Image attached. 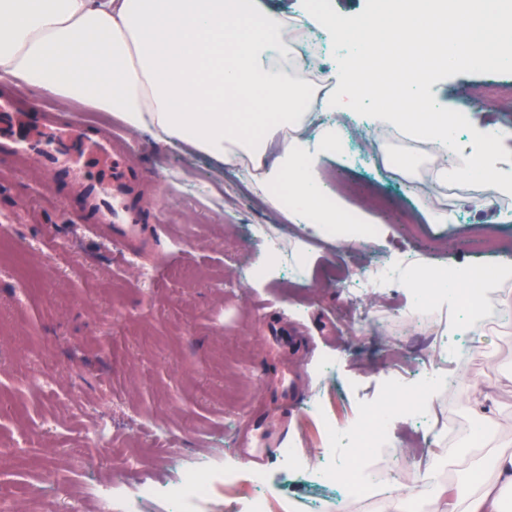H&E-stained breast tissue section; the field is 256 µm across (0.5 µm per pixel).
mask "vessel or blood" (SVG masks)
<instances>
[{
	"instance_id": "1",
	"label": "vessel or blood",
	"mask_w": 512,
	"mask_h": 512,
	"mask_svg": "<svg viewBox=\"0 0 512 512\" xmlns=\"http://www.w3.org/2000/svg\"><path fill=\"white\" fill-rule=\"evenodd\" d=\"M35 161L48 175L76 184L93 227L135 244L149 216L143 205L147 179L127 159L119 136H94L86 128L62 129L20 111L14 93L0 92V155Z\"/></svg>"
}]
</instances>
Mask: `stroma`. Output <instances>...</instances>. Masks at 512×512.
<instances>
[{"instance_id": "stroma-1", "label": "stroma", "mask_w": 512, "mask_h": 512, "mask_svg": "<svg viewBox=\"0 0 512 512\" xmlns=\"http://www.w3.org/2000/svg\"><path fill=\"white\" fill-rule=\"evenodd\" d=\"M507 81L512 68L464 65L434 93L449 106L470 102L471 126H485L494 114L500 128L512 130L511 109L491 111L498 84ZM19 101L30 112L122 128L161 217L145 225L139 251L124 249L90 230L84 201L66 181L0 159V445L36 433L33 447L0 455V488L21 489V512H69L73 505L98 512L93 484L146 477L162 491L177 469L200 464L231 465L245 477L264 471L288 501L305 510L318 499L322 512H336L335 491L309 474L324 443L305 406L323 400L335 424H350L389 401L394 373L386 357L411 358L443 342L470 344L466 373L489 394L494 413L479 417L469 394L454 400L443 391L425 421L396 411L387 438L405 459L401 476L440 472L416 512H430L441 485H454L463 505L491 481L469 433L480 430L487 447L512 450V326L494 321L461 336L451 330L457 312L440 305L410 326L405 291L393 284L366 298L372 320L354 335L344 278L358 275L369 257L498 265L501 254L472 249L469 230L484 225L512 240V197L473 182L435 185L428 156L394 140L392 152L416 163L400 180L334 159L325 181L372 178L386 195L407 194L414 212L442 210L449 221L416 229L384 224L377 243L342 248L273 209L242 166L123 128L106 112L49 96ZM271 237L304 253L305 280L284 284L275 269L264 283L250 278V269L268 264L263 242ZM143 264L152 279L138 277ZM327 358L338 363L343 391L320 371ZM48 363L56 370L49 395L31 383ZM99 421L112 428V449L92 454L87 432ZM285 446L296 448L301 473L284 476ZM133 454L138 466L126 469Z\"/></svg>"}]
</instances>
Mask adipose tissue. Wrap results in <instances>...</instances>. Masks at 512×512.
I'll list each match as a JSON object with an SVG mask.
<instances>
[{
  "label": "adipose tissue",
  "instance_id": "adipose-tissue-1",
  "mask_svg": "<svg viewBox=\"0 0 512 512\" xmlns=\"http://www.w3.org/2000/svg\"><path fill=\"white\" fill-rule=\"evenodd\" d=\"M313 29L337 45L327 90L296 77L292 40ZM473 61L512 67V0H371L366 15L337 27L330 11L301 0L294 14L261 0H0V81L87 103L133 130L243 164L272 207L287 203L293 223L347 248L368 244L367 218L342 200L321 204L327 159L345 152V118L370 105L372 125L434 143L438 184L481 180L512 193V157L498 149L512 134L475 129L451 139L448 109L432 87ZM334 115L316 136L311 115ZM477 275L459 264L415 267L411 289L456 307ZM494 474L465 510L448 486L434 512H502L512 494V451L484 457Z\"/></svg>",
  "mask_w": 512,
  "mask_h": 512
}]
</instances>
